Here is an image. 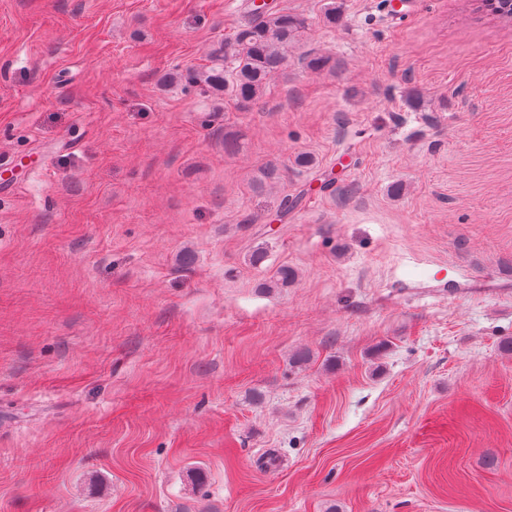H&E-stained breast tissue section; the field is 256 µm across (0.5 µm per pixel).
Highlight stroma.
<instances>
[{
    "mask_svg": "<svg viewBox=\"0 0 512 512\" xmlns=\"http://www.w3.org/2000/svg\"><path fill=\"white\" fill-rule=\"evenodd\" d=\"M269 9L0 0V512H512V20ZM254 7V4H253ZM251 19L240 27L224 56H214V66L195 82L228 94L246 107L262 97L270 76L288 67V47L297 42L305 22L298 16L251 11Z\"/></svg>",
    "mask_w": 512,
    "mask_h": 512,
    "instance_id": "35a3bbf8",
    "label": "stroma"
}]
</instances>
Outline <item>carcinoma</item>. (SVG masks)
<instances>
[{
    "mask_svg": "<svg viewBox=\"0 0 512 512\" xmlns=\"http://www.w3.org/2000/svg\"><path fill=\"white\" fill-rule=\"evenodd\" d=\"M305 22L298 16L252 11L214 66L192 79L233 97L246 107L262 97L270 76L288 68V47L297 42Z\"/></svg>",
    "mask_w": 512,
    "mask_h": 512,
    "instance_id": "carcinoma-1",
    "label": "carcinoma"
}]
</instances>
